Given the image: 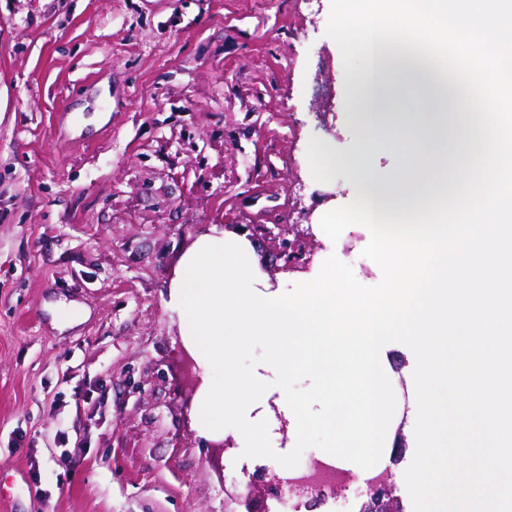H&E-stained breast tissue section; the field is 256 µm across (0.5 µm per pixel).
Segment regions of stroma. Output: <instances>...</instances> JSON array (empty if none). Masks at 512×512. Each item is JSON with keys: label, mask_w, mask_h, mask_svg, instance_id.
Here are the masks:
<instances>
[{"label": "stroma", "mask_w": 512, "mask_h": 512, "mask_svg": "<svg viewBox=\"0 0 512 512\" xmlns=\"http://www.w3.org/2000/svg\"><path fill=\"white\" fill-rule=\"evenodd\" d=\"M330 0H0V512H238L282 473L198 426L168 308L211 226L319 222L361 188ZM338 163L319 178L312 155ZM144 382L143 399L129 381Z\"/></svg>", "instance_id": "stroma-1"}]
</instances>
